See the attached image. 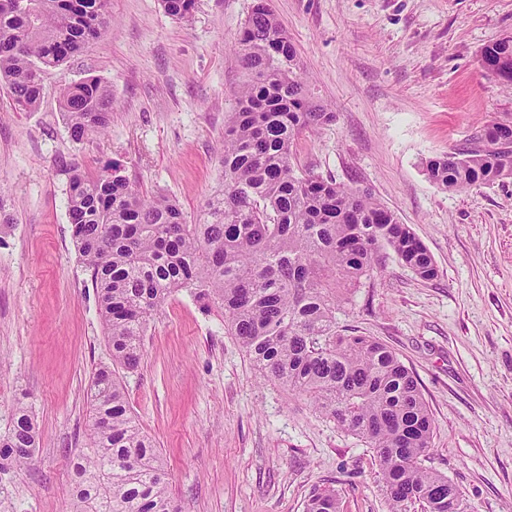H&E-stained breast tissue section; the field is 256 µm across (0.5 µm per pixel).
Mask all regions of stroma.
<instances>
[{
	"label": "stroma",
	"instance_id": "obj_1",
	"mask_svg": "<svg viewBox=\"0 0 512 512\" xmlns=\"http://www.w3.org/2000/svg\"><path fill=\"white\" fill-rule=\"evenodd\" d=\"M252 0H198L189 22L159 0H110V32L49 70L39 107L14 111L0 86V434L32 407L40 446L0 473V512H73L86 391L112 362L67 217L68 170L123 163L175 197L188 223L222 178L224 122L245 73L235 51ZM303 78L336 114L295 146L299 165L370 189L433 256L423 280L387 255L336 312L345 334L389 345L434 420L424 467L467 512H512V180L446 191L425 159L474 146L512 118V88L482 50L512 36V0H272ZM96 76L112 91L101 138L71 140L61 84ZM123 386L156 442L183 512H305L336 489L340 512H388L373 449L309 402L263 382L218 311L172 295Z\"/></svg>",
	"mask_w": 512,
	"mask_h": 512
}]
</instances>
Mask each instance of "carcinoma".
Here are the masks:
<instances>
[{"label": "carcinoma", "mask_w": 512, "mask_h": 512, "mask_svg": "<svg viewBox=\"0 0 512 512\" xmlns=\"http://www.w3.org/2000/svg\"><path fill=\"white\" fill-rule=\"evenodd\" d=\"M160 5L186 20L196 0ZM110 28L109 0H0V84L13 109H37L44 74ZM237 49L245 80L224 125V184L202 221L189 224L176 201L140 190L118 160L69 171L68 222L112 352V366L92 375L89 419L103 426L88 424L73 464L75 512H182L119 374L139 366L150 319L179 291L224 315L263 380L307 398L374 450L389 512H465L459 493L448 498V478L421 465L433 419L415 376L385 343L336 331L341 290L371 276L386 251L423 280L437 275L433 257L371 190L299 171L296 142L336 113L304 82L271 0H253ZM481 60L512 86V37ZM59 105L76 143L111 124L112 92L97 77L62 85ZM425 171L450 191L512 178V123L492 122L483 146L430 157ZM37 445L21 404L0 436V469L27 467ZM306 512H340L336 492H314Z\"/></svg>", "instance_id": "1"}]
</instances>
